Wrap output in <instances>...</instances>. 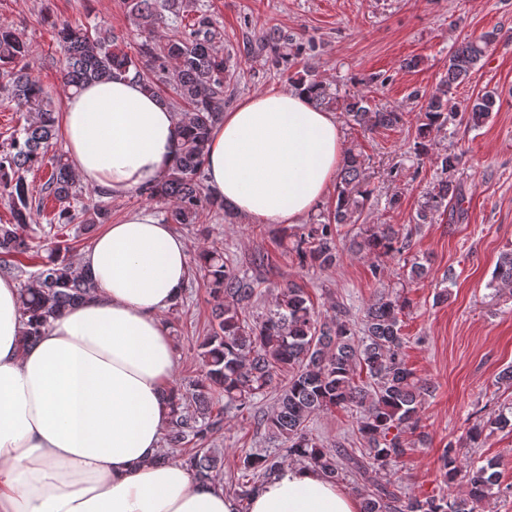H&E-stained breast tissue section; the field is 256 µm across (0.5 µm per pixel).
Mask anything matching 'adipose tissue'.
Returning a JSON list of instances; mask_svg holds the SVG:
<instances>
[{"instance_id":"ef3b65f1","label":"adipose tissue","mask_w":512,"mask_h":512,"mask_svg":"<svg viewBox=\"0 0 512 512\" xmlns=\"http://www.w3.org/2000/svg\"><path fill=\"white\" fill-rule=\"evenodd\" d=\"M84 184L122 196L169 173L176 118L126 77L85 84L59 114ZM344 155L332 113L273 87L211 131L207 186L254 224H295L322 201ZM186 242L147 209L95 237L79 270L97 287L22 347L19 290L0 277V512H239L223 487L157 456L175 350L162 314L189 275ZM250 512H359L311 467L289 463L252 493Z\"/></svg>"}]
</instances>
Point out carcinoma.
I'll return each mask as SVG.
<instances>
[{"label":"carcinoma","instance_id":"cac0c4a2","mask_svg":"<svg viewBox=\"0 0 512 512\" xmlns=\"http://www.w3.org/2000/svg\"><path fill=\"white\" fill-rule=\"evenodd\" d=\"M136 26L144 33L135 55L124 50L125 38L110 31L91 30L63 23L55 27L61 53L63 86L76 91L89 82L132 75L148 92L173 86L179 106L182 138L167 177L143 186L138 194L149 201H167L166 220L192 224L206 202L220 210L224 203L205 192L203 159L210 131L224 116L226 61L215 49L221 31L207 14L183 23L188 0H124ZM494 34L460 43L448 56V76L427 99L417 115L415 154H428L436 134L456 121L451 94L465 82L485 54ZM259 51L279 69L302 56L306 47L280 29H269L259 39ZM29 43L9 25L0 22V95L17 102L24 124L9 142L0 145V197L8 201L13 223L0 224V269L14 267L11 257L29 249L28 224L33 198L27 174L47 164L50 171L44 193L59 203L57 221L79 222L91 229L105 224L112 206L94 197L106 191L95 188L85 194L68 160L48 155L56 139L57 118L53 101L31 73ZM297 86L304 87L317 108L341 107L349 120L365 129L391 127L403 121V113L370 105L362 94L340 101L323 81L310 74ZM495 94L476 97L467 109L468 122L482 123L495 106ZM445 177L424 195L414 223L430 224L436 216L459 203L460 188L453 173L460 163L456 153L437 156ZM369 189L360 155L347 152L338 173L336 203L327 221L313 224L301 234L293 250L303 265L328 268L336 264L339 248L337 227L357 223ZM409 235L394 224H379L352 239L351 251L382 257L401 256L410 250ZM70 247L56 240L30 280L20 289L19 309L24 323L23 344H32L67 309L81 303L95 288L92 276L78 273L69 255ZM200 269L212 303L209 332L197 345L200 373L185 395L176 386L167 391L171 415L159 461L179 459L201 482H218L224 475V456L207 447L212 434L223 427L228 409L251 411L255 399L275 386L281 374L288 382L281 387L276 407L262 422L269 437L282 443L273 451L249 452L239 458V500L250 499L257 483L271 477L284 461L302 462L319 469L332 481L344 473L364 475L387 470L411 450L409 433L425 436L419 406L433 388L415 377L403 359L401 317L410 306L407 297L380 293L366 308L361 326L351 323L341 307L320 316L309 295L296 283H288L276 295L272 307L261 315L249 311L259 282L224 261L215 247L200 251ZM488 287L498 292L512 287V252L501 255ZM366 370L367 380L357 378ZM224 396L219 405L215 396ZM337 406L360 409L358 431L368 440L363 461L343 467L349 455L343 449L324 446L307 427L312 416ZM489 427L512 429V406L495 412L486 421L474 422L466 441L476 447ZM441 470L452 481L460 473L459 452L448 444L441 455ZM467 496L448 499L439 495H404L387 480L371 489L359 490L361 512H477L492 495L498 482L496 462L470 469Z\"/></svg>","mask_w":512,"mask_h":512}]
</instances>
